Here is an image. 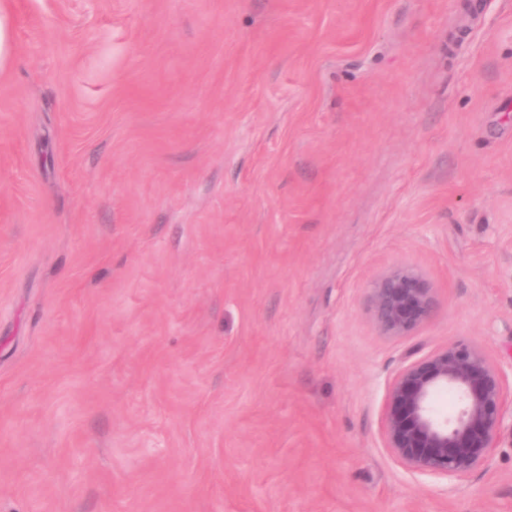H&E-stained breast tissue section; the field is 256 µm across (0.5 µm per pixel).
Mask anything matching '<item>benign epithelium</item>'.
<instances>
[{
  "label": "benign epithelium",
  "instance_id": "1",
  "mask_svg": "<svg viewBox=\"0 0 512 512\" xmlns=\"http://www.w3.org/2000/svg\"><path fill=\"white\" fill-rule=\"evenodd\" d=\"M369 292L372 318L391 336L406 335L434 311L433 288L408 266L379 275ZM443 392L456 398L450 415L436 407ZM510 406L506 372L479 348L451 343L410 362L391 381L384 447L417 475L460 481L488 462Z\"/></svg>",
  "mask_w": 512,
  "mask_h": 512
}]
</instances>
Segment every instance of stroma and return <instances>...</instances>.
I'll return each mask as SVG.
<instances>
[{
  "label": "stroma",
  "instance_id": "1",
  "mask_svg": "<svg viewBox=\"0 0 512 512\" xmlns=\"http://www.w3.org/2000/svg\"><path fill=\"white\" fill-rule=\"evenodd\" d=\"M0 0V512H512L382 437L512 363V0ZM435 309L370 311L398 266ZM371 315L377 327L391 336H404L425 323L435 307L433 288L408 266L393 268L369 284Z\"/></svg>",
  "mask_w": 512,
  "mask_h": 512
}]
</instances>
